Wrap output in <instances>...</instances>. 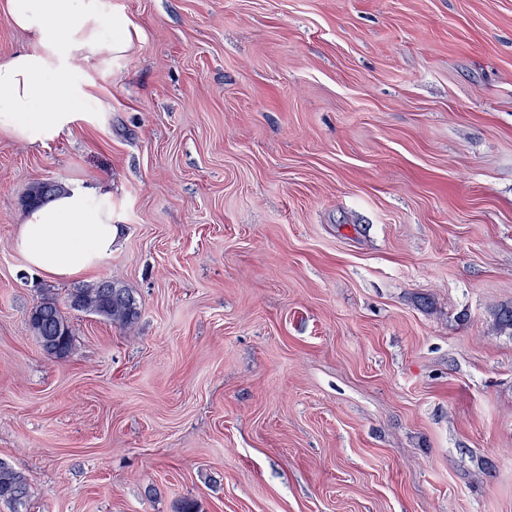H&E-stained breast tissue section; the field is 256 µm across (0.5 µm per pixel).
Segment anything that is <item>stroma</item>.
Segmentation results:
<instances>
[{"label": "stroma", "instance_id": "obj_1", "mask_svg": "<svg viewBox=\"0 0 512 512\" xmlns=\"http://www.w3.org/2000/svg\"><path fill=\"white\" fill-rule=\"evenodd\" d=\"M98 125L0 137V460L19 512H512V0H106ZM111 195L125 332L14 248ZM29 324L42 350L49 357L63 360L72 353V326L50 289L44 292L41 301L31 311ZM29 494V479L13 466L0 461V502L13 506L14 511L25 503Z\"/></svg>", "mask_w": 512, "mask_h": 512}]
</instances>
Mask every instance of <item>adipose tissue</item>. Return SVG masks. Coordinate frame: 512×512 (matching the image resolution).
Listing matches in <instances>:
<instances>
[{
  "mask_svg": "<svg viewBox=\"0 0 512 512\" xmlns=\"http://www.w3.org/2000/svg\"><path fill=\"white\" fill-rule=\"evenodd\" d=\"M0 17L28 34V49L0 58V135L47 143L76 125H96L93 78L125 55L139 34L105 0H0ZM118 228L98 189L70 183L50 206L31 211L14 241L27 269L77 279L111 259Z\"/></svg>",
  "mask_w": 512,
  "mask_h": 512,
  "instance_id": "adipose-tissue-1",
  "label": "adipose tissue"
}]
</instances>
